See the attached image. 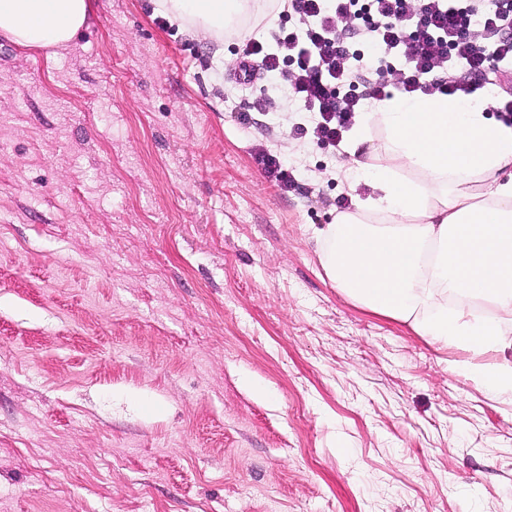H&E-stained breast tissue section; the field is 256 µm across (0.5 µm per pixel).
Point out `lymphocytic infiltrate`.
Segmentation results:
<instances>
[{"label": "lymphocytic infiltrate", "mask_w": 512, "mask_h": 512, "mask_svg": "<svg viewBox=\"0 0 512 512\" xmlns=\"http://www.w3.org/2000/svg\"><path fill=\"white\" fill-rule=\"evenodd\" d=\"M298 24L271 42L252 37L250 65L288 88L309 120L298 137L341 143L365 100L389 93L471 94L505 88L512 125V0H274ZM363 86V95L353 87Z\"/></svg>", "instance_id": "1"}]
</instances>
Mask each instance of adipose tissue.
I'll return each instance as SVG.
<instances>
[{
  "instance_id": "obj_1",
  "label": "adipose tissue",
  "mask_w": 512,
  "mask_h": 512,
  "mask_svg": "<svg viewBox=\"0 0 512 512\" xmlns=\"http://www.w3.org/2000/svg\"><path fill=\"white\" fill-rule=\"evenodd\" d=\"M156 8L219 38L244 0ZM94 18V0H0V36L22 49L67 48ZM370 118L382 143L361 128L346 151L349 175L375 194L313 228L320 266L354 304L471 352L451 372L512 404V126L465 96L393 97Z\"/></svg>"
}]
</instances>
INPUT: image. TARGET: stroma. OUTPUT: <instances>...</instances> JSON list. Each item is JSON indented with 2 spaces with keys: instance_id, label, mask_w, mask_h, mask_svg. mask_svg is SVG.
<instances>
[{
  "instance_id": "stroma-1",
  "label": "stroma",
  "mask_w": 512,
  "mask_h": 512,
  "mask_svg": "<svg viewBox=\"0 0 512 512\" xmlns=\"http://www.w3.org/2000/svg\"><path fill=\"white\" fill-rule=\"evenodd\" d=\"M95 6L58 54L0 38V512H512V406L320 268L373 189L240 93L265 0L219 40Z\"/></svg>"
}]
</instances>
